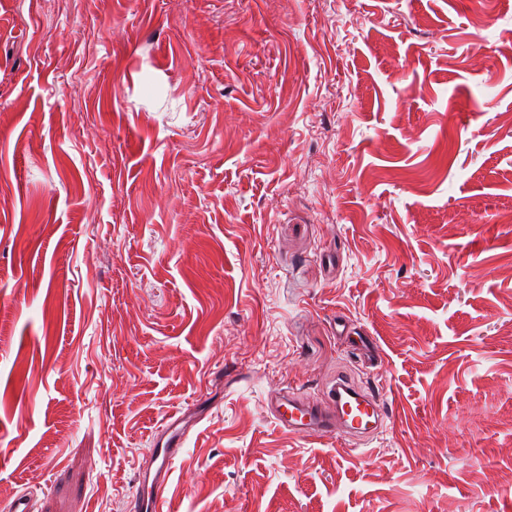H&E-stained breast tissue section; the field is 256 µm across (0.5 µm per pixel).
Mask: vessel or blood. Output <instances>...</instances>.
Wrapping results in <instances>:
<instances>
[{"label": "vessel or blood", "mask_w": 512, "mask_h": 512, "mask_svg": "<svg viewBox=\"0 0 512 512\" xmlns=\"http://www.w3.org/2000/svg\"><path fill=\"white\" fill-rule=\"evenodd\" d=\"M281 428L304 436H336L348 442L368 443L384 428L386 410L375 394L362 390L348 376H337L320 402L296 389H277L267 400ZM191 417L183 413L163 425V441L153 449L155 468L142 472L134 512H164L163 493L171 465L184 447Z\"/></svg>", "instance_id": "vessel-or-blood-1"}]
</instances>
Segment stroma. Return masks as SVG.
Listing matches in <instances>:
<instances>
[{"instance_id": "35a3bbf8", "label": "stroma", "mask_w": 512, "mask_h": 512, "mask_svg": "<svg viewBox=\"0 0 512 512\" xmlns=\"http://www.w3.org/2000/svg\"><path fill=\"white\" fill-rule=\"evenodd\" d=\"M195 405L165 512H512V0H0V512ZM331 403L278 388L267 400L274 419L289 433L368 444L384 429L385 407L375 394L362 390L348 376L338 375L327 392Z\"/></svg>"}]
</instances>
